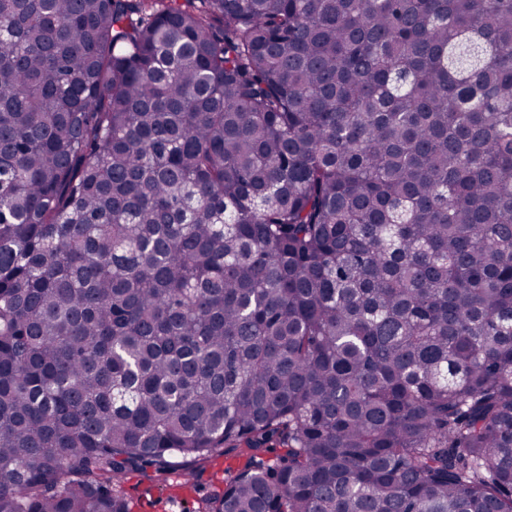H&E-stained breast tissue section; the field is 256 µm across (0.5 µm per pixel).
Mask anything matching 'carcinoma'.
<instances>
[{"label": "carcinoma", "mask_w": 512, "mask_h": 512, "mask_svg": "<svg viewBox=\"0 0 512 512\" xmlns=\"http://www.w3.org/2000/svg\"><path fill=\"white\" fill-rule=\"evenodd\" d=\"M236 449L512 512V0H0V512Z\"/></svg>", "instance_id": "1"}]
</instances>
